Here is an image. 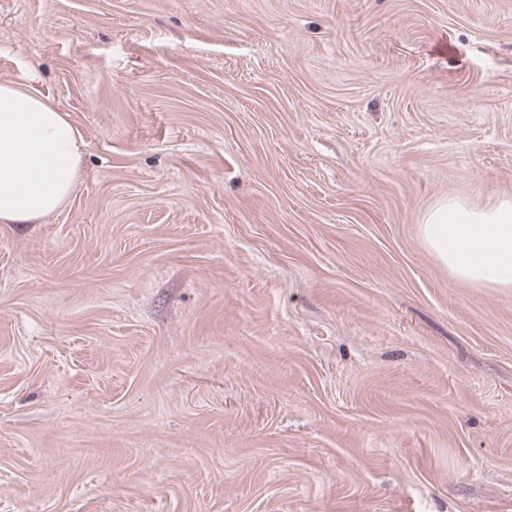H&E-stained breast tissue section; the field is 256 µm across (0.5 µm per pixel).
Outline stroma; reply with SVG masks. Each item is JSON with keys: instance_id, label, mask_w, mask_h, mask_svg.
Masks as SVG:
<instances>
[{"instance_id": "1", "label": "stroma", "mask_w": 512, "mask_h": 512, "mask_svg": "<svg viewBox=\"0 0 512 512\" xmlns=\"http://www.w3.org/2000/svg\"><path fill=\"white\" fill-rule=\"evenodd\" d=\"M83 173L0 224V512H512V0H0ZM419 233L455 281L468 287L512 289V196L483 205L441 199L422 216Z\"/></svg>"}]
</instances>
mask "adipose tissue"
Masks as SVG:
<instances>
[{
    "label": "adipose tissue",
    "instance_id": "1",
    "mask_svg": "<svg viewBox=\"0 0 512 512\" xmlns=\"http://www.w3.org/2000/svg\"><path fill=\"white\" fill-rule=\"evenodd\" d=\"M84 146L70 114L33 83L0 81V224H38L67 206ZM419 233L455 281L512 289V196L439 200Z\"/></svg>",
    "mask_w": 512,
    "mask_h": 512
}]
</instances>
